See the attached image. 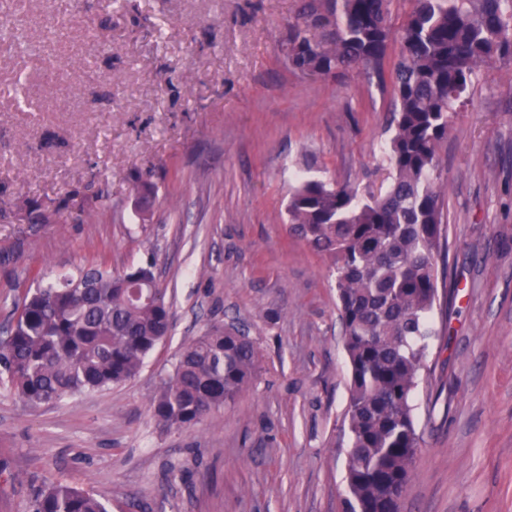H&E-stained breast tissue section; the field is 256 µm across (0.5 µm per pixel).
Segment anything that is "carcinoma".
Returning <instances> with one entry per match:
<instances>
[{
  "mask_svg": "<svg viewBox=\"0 0 512 512\" xmlns=\"http://www.w3.org/2000/svg\"><path fill=\"white\" fill-rule=\"evenodd\" d=\"M397 24L393 0H299L281 41L292 72L382 80L391 44V172L377 195L349 183L300 179L286 207L292 233L326 256L336 273L349 400L344 512H397L421 436L413 394L427 368L429 318L445 280L438 259L448 227L437 189L438 146L456 105L486 60L512 58V0H414ZM140 178L137 203L155 195ZM0 340V382L29 405L57 403L133 379L168 335L171 311L153 264L120 276L84 268L27 293ZM257 349L234 325H215L187 343L150 401L156 424L188 429L235 404L252 381ZM30 512H108L69 484L36 489Z\"/></svg>",
  "mask_w": 512,
  "mask_h": 512,
  "instance_id": "cac0c4a2",
  "label": "carcinoma"
}]
</instances>
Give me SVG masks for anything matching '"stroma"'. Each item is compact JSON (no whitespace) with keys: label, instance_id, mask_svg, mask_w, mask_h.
Returning <instances> with one entry per match:
<instances>
[{"label":"stroma","instance_id":"1","mask_svg":"<svg viewBox=\"0 0 512 512\" xmlns=\"http://www.w3.org/2000/svg\"><path fill=\"white\" fill-rule=\"evenodd\" d=\"M297 0H5L0 22V330L26 289L153 261L172 330L131 381L41 407L0 385V512L75 484L109 512H343L350 369L329 261L289 231L293 174L387 184L392 85L293 74ZM439 147L448 278L414 393L422 450L402 512H512V61L484 63ZM52 146H45V138ZM157 195L140 215L135 179ZM105 192L93 200L87 186ZM91 208L54 214L69 194ZM48 219H22V201ZM245 328L259 363L233 407L164 429L150 400L181 347Z\"/></svg>","mask_w":512,"mask_h":512}]
</instances>
